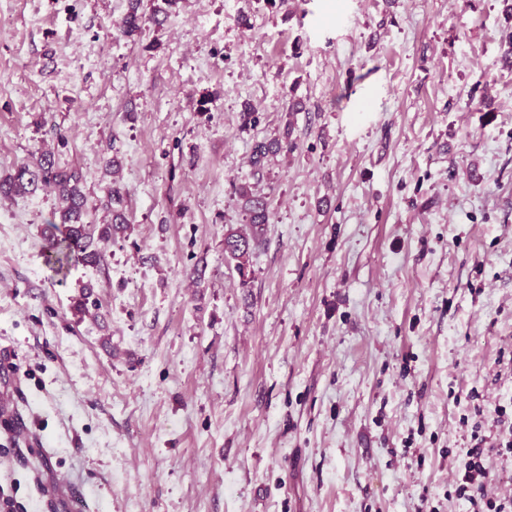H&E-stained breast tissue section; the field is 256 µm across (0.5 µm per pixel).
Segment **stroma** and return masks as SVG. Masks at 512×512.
Segmentation results:
<instances>
[{"mask_svg":"<svg viewBox=\"0 0 512 512\" xmlns=\"http://www.w3.org/2000/svg\"><path fill=\"white\" fill-rule=\"evenodd\" d=\"M128 8L0 0V178L53 153L128 223L58 275L57 192L6 200L0 512H471L512 437V0ZM290 133L286 132L283 139L264 140L255 144L252 150L251 163L255 171H261L270 155L279 152H291L294 148V142L290 140ZM236 193L243 200L251 228L249 234L228 230L224 235V253L237 261L236 268L243 275L247 272L253 249L269 223L270 213L267 200L254 186L242 185L236 188ZM483 439L469 451V460L464 468L458 470L454 479L455 495L458 499L469 502L474 510L472 512H508L504 504L492 499L484 498V486L489 477V472L483 463L484 448H480ZM480 494L477 497V494ZM479 499V500H478ZM481 503L483 506H481Z\"/></svg>","mask_w":512,"mask_h":512,"instance_id":"obj_1","label":"stroma"}]
</instances>
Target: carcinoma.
<instances>
[{
    "instance_id": "carcinoma-1",
    "label": "carcinoma",
    "mask_w": 512,
    "mask_h": 512,
    "mask_svg": "<svg viewBox=\"0 0 512 512\" xmlns=\"http://www.w3.org/2000/svg\"><path fill=\"white\" fill-rule=\"evenodd\" d=\"M130 10L124 18L121 33L131 37L141 32L143 24L151 21L155 25L163 22V17L178 0H161L153 7L150 17L139 13L141 0H130ZM292 128H287L282 139L264 140L255 144L251 163L255 171H261L269 156L294 148L290 140ZM82 175L73 170L67 171L58 166L54 155L43 154L32 166L24 164L14 174L0 179V196H13L35 190L38 185L54 188L66 203L60 213V223L67 225L64 236L52 237L48 242L46 261L56 273H61L74 263H97L100 255L90 249L93 231L82 222L85 196L81 187ZM236 193L243 200L249 217L250 233L243 234L229 230L224 234V254L236 261L240 275L247 276L249 258L254 247L263 235L264 227L269 223L268 202L254 187L242 185ZM125 218L121 213H113L112 223L99 226L98 239L108 240L124 229Z\"/></svg>"
}]
</instances>
